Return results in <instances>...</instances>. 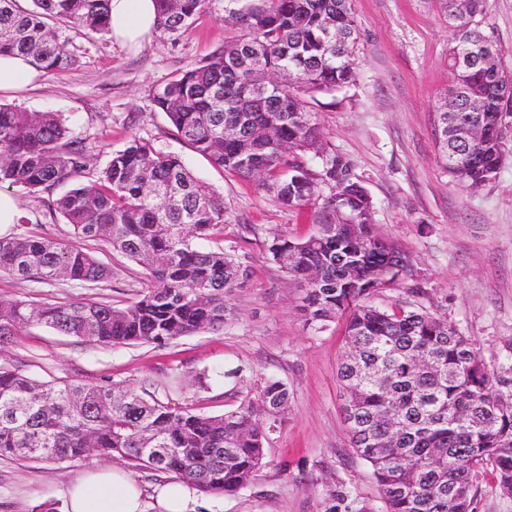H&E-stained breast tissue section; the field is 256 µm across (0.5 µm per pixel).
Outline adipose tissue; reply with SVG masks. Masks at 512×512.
<instances>
[{"instance_id":"ef3b65f1","label":"adipose tissue","mask_w":512,"mask_h":512,"mask_svg":"<svg viewBox=\"0 0 512 512\" xmlns=\"http://www.w3.org/2000/svg\"><path fill=\"white\" fill-rule=\"evenodd\" d=\"M114 41L139 46L156 25L155 0H111ZM70 512H145L142 492L120 468H104L82 477L69 492Z\"/></svg>"}]
</instances>
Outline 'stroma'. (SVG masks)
Instances as JSON below:
<instances>
[{
    "label": "stroma",
    "instance_id": "obj_1",
    "mask_svg": "<svg viewBox=\"0 0 512 512\" xmlns=\"http://www.w3.org/2000/svg\"><path fill=\"white\" fill-rule=\"evenodd\" d=\"M243 0H209L180 38L153 33L139 47L108 34L71 32L78 62L44 74L38 85L0 91V102L62 114L72 139L87 145L94 169L137 135L180 155L194 175L224 195L225 222L209 247L224 248L244 275L221 331L202 330L158 346H103L43 327L0 348V365L41 382L106 384L148 399L219 415L256 401L264 381L289 391L286 408L265 417L266 457L232 494H198L195 512H386L367 462L350 446L337 368L342 321L316 330L300 310L301 287L269 257L275 234L303 236L311 215L281 205L253 182L212 166L177 136L152 102L154 90L197 66L235 31L224 22ZM359 39L355 82L318 95L311 110L327 150L347 156L368 189L373 222L410 258L412 278L374 296L445 319L469 336L486 361L512 340V140L496 174L465 189L437 160L436 112L452 84V31L434 0H353ZM483 29L512 67V0H486ZM21 211L11 235L66 240L58 189L9 190ZM96 258L110 278L82 288L0 274V300L95 299L122 307L144 289L145 272L101 244ZM94 455L61 463L0 458V512H69L68 491L84 474L108 467Z\"/></svg>",
    "mask_w": 512,
    "mask_h": 512
}]
</instances>
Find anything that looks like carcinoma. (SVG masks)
<instances>
[{
  "instance_id": "cac0c4a2",
  "label": "carcinoma",
  "mask_w": 512,
  "mask_h": 512,
  "mask_svg": "<svg viewBox=\"0 0 512 512\" xmlns=\"http://www.w3.org/2000/svg\"><path fill=\"white\" fill-rule=\"evenodd\" d=\"M0 0V55L29 58L51 72L78 61L70 30L108 34L110 0ZM352 0H245L225 23L231 37L198 66L153 93L179 139L214 166L253 178L289 208L313 207V230L282 235L268 251L299 280L302 311L322 329L341 320L345 346L337 378L351 447L369 464L386 512H474V480L495 474L512 496V341L495 365L447 319L370 299L410 273L409 258L373 224V201L350 160L322 150L304 97L355 81L358 25ZM453 26L448 66L462 79L452 106L437 113L438 160L466 186L496 173L512 115V72L481 29L484 0H436ZM156 31L187 32L208 0H156ZM344 33L337 46L328 26ZM482 141L463 145L457 124L468 105ZM30 194L69 184L55 209L74 240L0 237V273L51 284L97 285L110 270L80 243L101 241L141 266V297L114 307L92 299L0 303V345L33 325L102 345L152 343L224 327L243 276L222 249L198 245L223 230L224 197L199 181L182 157L135 134L90 175L87 146L69 138L57 112H21L0 103V185ZM328 194H323V189ZM342 209L352 224L336 223ZM289 392L267 380L257 402L215 416L149 401L132 389L58 387L0 367V456L44 462L87 454L168 473L208 494L246 485L265 458L263 415L284 409Z\"/></svg>"
}]
</instances>
